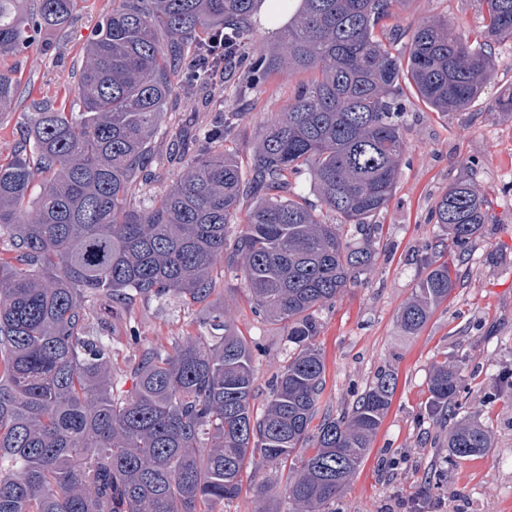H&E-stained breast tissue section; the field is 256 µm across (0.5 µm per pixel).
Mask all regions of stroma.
Segmentation results:
<instances>
[{"mask_svg": "<svg viewBox=\"0 0 512 512\" xmlns=\"http://www.w3.org/2000/svg\"><path fill=\"white\" fill-rule=\"evenodd\" d=\"M112 0H83L62 36H47V50L10 58L23 88L33 98L66 107L78 101L75 70L80 49L92 36ZM403 26L448 19L468 32L482 23L480 0H409L400 11ZM496 74L467 110L441 117L408 98V148L395 195L378 217L383 226L371 273L348 287L317 313L315 342L325 364L323 409L340 415L352 406L383 368L398 378L397 389L368 458L349 479L328 512H512V112L494 106L512 85V41L495 48ZM295 82L280 74L250 97L238 135L227 141L247 163L271 114L283 111ZM470 176L493 188L496 221L484 225L459 266L458 283L423 332L405 338L398 314L424 274L422 261L448 235L435 223L432 205L448 185ZM213 301L225 303L248 341L256 364L255 408H262L276 371L288 360L284 330L255 313L241 272L216 266ZM112 325V373L122 390L133 384L131 362L145 346L168 344L177 336L206 334V312L180 299L134 297L123 307L98 306ZM464 357L462 413L476 416L494 432L493 456L459 460L448 437L428 415L427 384L433 362ZM286 474L274 466L248 465L242 490L216 512H272L285 508Z\"/></svg>", "mask_w": 512, "mask_h": 512, "instance_id": "stroma-1", "label": "stroma"}]
</instances>
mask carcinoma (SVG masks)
<instances>
[{
  "instance_id": "obj_1",
  "label": "carcinoma",
  "mask_w": 512,
  "mask_h": 512,
  "mask_svg": "<svg viewBox=\"0 0 512 512\" xmlns=\"http://www.w3.org/2000/svg\"><path fill=\"white\" fill-rule=\"evenodd\" d=\"M257 0H113L82 47V109L31 103L14 159L0 165V512H214L241 491L245 462L289 467L287 512H325L360 468L391 406L396 377L379 370L342 415L315 425L325 366L316 312L372 271L381 225L402 174L407 129L401 83L439 114L468 109L512 41V0H485L470 37L441 18L406 31L388 21L408 0H301L280 45L255 49ZM79 0H0V60L70 27ZM237 92L286 71L302 80L268 122L248 172L206 148L149 205L135 207L154 138L184 79L208 111L226 72ZM19 81L0 71V110ZM224 113L208 140L235 136ZM310 178L318 203L295 192ZM40 192L30 199L36 180ZM435 223L463 251L493 223L492 200L465 176L435 201ZM230 224L243 225L233 238ZM362 239L354 246L346 226ZM448 248L403 304L418 335L448 299ZM242 272L255 309L287 332L292 353L254 414L255 365L230 310L216 336L144 348L129 394L112 378V337L98 302L131 295L209 305L219 264ZM463 358L436 361L427 408L448 424L459 459L494 453L475 417L457 418Z\"/></svg>"
}]
</instances>
